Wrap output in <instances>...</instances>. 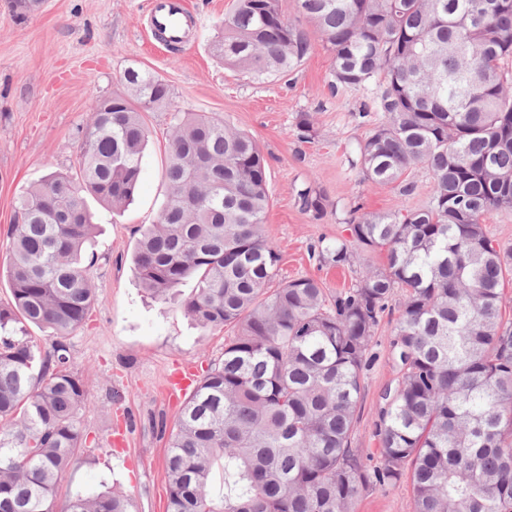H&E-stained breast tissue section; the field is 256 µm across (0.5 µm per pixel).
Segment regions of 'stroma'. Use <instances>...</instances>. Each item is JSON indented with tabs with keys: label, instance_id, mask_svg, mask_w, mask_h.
Listing matches in <instances>:
<instances>
[{
	"label": "stroma",
	"instance_id": "stroma-1",
	"mask_svg": "<svg viewBox=\"0 0 512 512\" xmlns=\"http://www.w3.org/2000/svg\"><path fill=\"white\" fill-rule=\"evenodd\" d=\"M147 2L44 0L38 11L19 13L0 0V303L11 297L8 230L17 199L48 173L75 169L80 131L91 118L90 94L106 97L121 90L131 68L154 73L173 93L172 109L145 115L150 138L134 202L121 213L88 202L96 230L86 259L100 303L70 344L72 367L92 399L84 425L105 452L81 459L66 474L57 499L61 506L76 495L115 490L128 495L129 512H166L167 431L184 404L166 393V379L180 365L204 373L235 333L231 325L201 329L176 303L152 298L131 262L140 227L155 222L166 200L163 173L173 110L225 120L259 144L270 174L265 233L281 257L279 279L313 277L329 293L351 286L355 269L321 264L315 255L351 241L350 210H414L431 198L432 175L423 166L408 171L406 181L414 185L409 193L403 183L364 180L356 149L384 115L363 119L359 113L376 86L330 91L332 54L295 0H280L282 14L311 35L312 48L294 72L274 80L243 75L211 55L209 44L234 0H185L198 24L175 49L148 28ZM304 119L305 132L299 129ZM305 188L322 195V214L301 208L298 194ZM394 325V316L387 315L376 329L353 435V447L374 458L381 394L397 379L390 354ZM106 401L111 411L101 410ZM354 512H413L410 487L402 481L364 494Z\"/></svg>",
	"mask_w": 512,
	"mask_h": 512
}]
</instances>
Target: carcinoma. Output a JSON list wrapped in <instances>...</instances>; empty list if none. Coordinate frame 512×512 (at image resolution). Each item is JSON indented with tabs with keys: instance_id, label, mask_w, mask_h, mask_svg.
<instances>
[{
	"instance_id": "1",
	"label": "carcinoma",
	"mask_w": 512,
	"mask_h": 512,
	"mask_svg": "<svg viewBox=\"0 0 512 512\" xmlns=\"http://www.w3.org/2000/svg\"><path fill=\"white\" fill-rule=\"evenodd\" d=\"M332 54L331 89L376 82L385 122L359 148L363 179L400 181L424 165L428 206L366 213L325 264L362 268L327 294L311 277L278 279L264 224L262 151L249 134L175 112L167 200L139 238L142 287L181 302L204 329L237 328L169 436L167 512H350L365 491L406 477L413 512H512V321L502 316L512 253L486 214L512 209V0H296ZM306 34L280 0H235L211 54L257 78L294 71ZM125 91L93 101L75 172L27 189L10 225L11 299L0 305V512H56L64 475L107 449L87 443L90 403L70 365V335L97 303L81 252L94 224L85 197L132 202L149 138L144 114L171 107L156 75L124 73ZM386 254L374 269L368 254ZM403 291L390 351L399 376L374 434L381 461L352 447L374 333ZM49 332L41 347L27 327ZM223 487L212 485L215 468ZM61 512H129L127 496H78Z\"/></svg>"
}]
</instances>
